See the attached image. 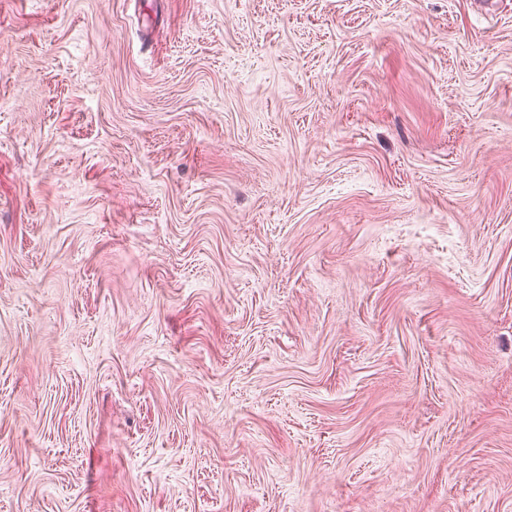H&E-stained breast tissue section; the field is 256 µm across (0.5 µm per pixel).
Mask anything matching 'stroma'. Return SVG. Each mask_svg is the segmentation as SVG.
<instances>
[{
	"label": "stroma",
	"instance_id": "1",
	"mask_svg": "<svg viewBox=\"0 0 512 512\" xmlns=\"http://www.w3.org/2000/svg\"><path fill=\"white\" fill-rule=\"evenodd\" d=\"M0 512H512V0H0Z\"/></svg>",
	"mask_w": 512,
	"mask_h": 512
}]
</instances>
